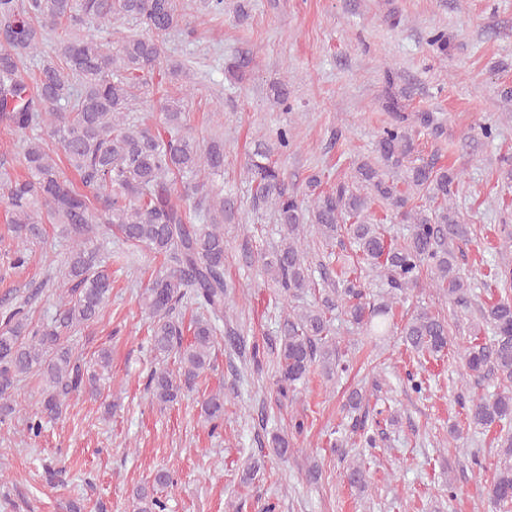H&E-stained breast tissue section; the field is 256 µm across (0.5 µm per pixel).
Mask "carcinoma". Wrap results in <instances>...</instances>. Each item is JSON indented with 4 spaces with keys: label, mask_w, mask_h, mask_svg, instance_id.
Listing matches in <instances>:
<instances>
[{
    "label": "carcinoma",
    "mask_w": 512,
    "mask_h": 512,
    "mask_svg": "<svg viewBox=\"0 0 512 512\" xmlns=\"http://www.w3.org/2000/svg\"><path fill=\"white\" fill-rule=\"evenodd\" d=\"M133 20L150 35H124L98 41L82 35L90 26L112 20ZM181 17L176 0H0V124L24 136L20 160L26 174L0 172V195L6 199L17 244L10 264H27L28 243L41 236L42 214L60 225L70 241L62 276L71 288L59 297L55 316L32 326L23 306L0 313V421L16 412L13 391L29 376L44 380L40 406L27 418L28 435L40 436L44 424L58 418L63 400L73 394L92 395L110 366L102 348L88 361L73 352L71 333L97 320L112 291V281L97 261L94 240L104 227L130 247H143L167 260L140 293L150 319L151 350L159 360H174L151 369L147 389L165 407L190 390L214 367L218 335L239 356L261 370L268 353L277 357V387L283 399L310 371L327 377L347 370L336 344L333 312L341 309L348 322L366 335L390 336L394 300L414 288H433L454 303H468L471 283L460 272L456 248L469 240L471 225L461 219L453 198L461 172L412 160L417 121L399 116L383 129L376 157L354 167L350 183L339 181L322 190L308 181L312 201L305 209L288 187L271 157L286 149L290 131L275 140L255 142L244 169L256 212L271 211L279 224V240L253 253L241 244L245 259H256L267 286L275 291L279 310V345L265 349L247 344L237 324L235 305L224 279V225L234 221L238 200L209 194L198 181L203 173L224 169V141L203 143L186 131L192 92H179L161 104L163 121L155 128L131 118L136 102L153 92L155 83L187 78L182 64L163 63L160 37L176 31ZM57 33L52 55L42 52L46 36ZM37 61L33 77L27 62ZM78 174L82 189L71 187L60 164ZM103 200L102 209L93 201ZM385 205L409 225L403 242L393 243L372 205ZM315 230L328 246L350 239L353 254L385 288L378 302L364 301L360 278L345 267L321 303L291 302L319 290L312 278L308 233ZM194 306L190 320L182 310ZM490 327L485 343L468 346L460 359L469 376L494 374L503 383L495 394L470 401L468 418L475 427L499 425L506 459L499 462L484 499L495 508L512 506V296H502L480 309ZM403 343L415 353L438 357L448 350V321L421 307L399 329ZM202 416L212 428L224 422V390L210 392ZM347 484L361 491L370 482L369 467L353 461L343 471ZM173 483L167 470L154 476L152 489L136 495V512H166L155 488Z\"/></svg>",
    "instance_id": "cac0c4a2"
}]
</instances>
